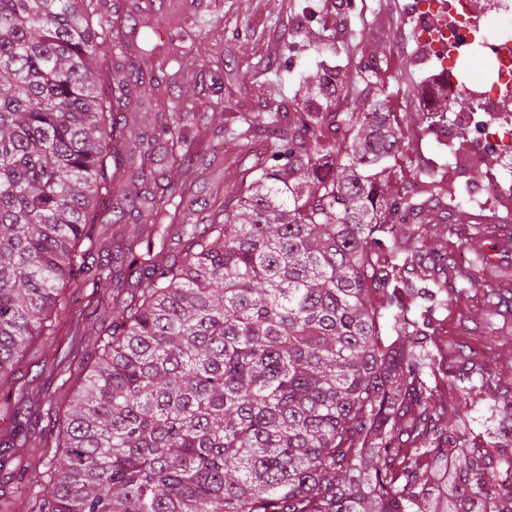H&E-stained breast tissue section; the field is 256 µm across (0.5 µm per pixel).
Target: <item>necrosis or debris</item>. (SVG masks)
I'll return each mask as SVG.
<instances>
[{
  "label": "necrosis or debris",
  "mask_w": 512,
  "mask_h": 512,
  "mask_svg": "<svg viewBox=\"0 0 512 512\" xmlns=\"http://www.w3.org/2000/svg\"><path fill=\"white\" fill-rule=\"evenodd\" d=\"M419 23L417 47L440 65L455 66L474 57L487 79L449 92L448 105L470 121L480 140L494 147L512 141V0H414Z\"/></svg>",
  "instance_id": "necrosis-or-debris-1"
}]
</instances>
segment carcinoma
I'll return each instance as SVG.
<instances>
[{
    "instance_id": "carcinoma-1",
    "label": "carcinoma",
    "mask_w": 512,
    "mask_h": 512,
    "mask_svg": "<svg viewBox=\"0 0 512 512\" xmlns=\"http://www.w3.org/2000/svg\"><path fill=\"white\" fill-rule=\"evenodd\" d=\"M115 39L99 0H0V385L31 340L84 310L66 288L115 280L87 305L94 355L71 351L57 432L22 486L27 512H503L512 455L474 466L467 440L438 423L422 370L433 344L381 298L411 288L404 253L428 232L421 204L390 191L407 129L383 97L333 112L340 66L316 73L288 129L277 113L271 163L200 209L172 176L180 115L143 130L152 50L105 67ZM432 94L427 119L448 123ZM167 165L145 166L155 148ZM140 164H135V159ZM448 233L469 222L433 198ZM138 221L120 274L89 259L98 225ZM178 248H168L171 231ZM452 258L435 248L438 286ZM16 413L0 453L17 454ZM455 456L448 463L446 444ZM437 477H426L419 457Z\"/></svg>"
}]
</instances>
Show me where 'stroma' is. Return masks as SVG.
<instances>
[{"mask_svg": "<svg viewBox=\"0 0 512 512\" xmlns=\"http://www.w3.org/2000/svg\"><path fill=\"white\" fill-rule=\"evenodd\" d=\"M138 31L158 30L162 37L155 62L166 78L144 112H187L191 121L182 135L192 156L174 172L176 180L192 184L199 203L210 202L216 191L239 185L245 172L264 160L260 137L240 139L241 116L257 117L270 109L292 111L300 81L315 74L319 62L340 65L349 77V91L336 109L355 112L364 102L386 95L399 112L408 114L409 138L399 161L407 175L398 179L401 193L409 194L417 179L434 171L440 186L454 196L461 209L486 214L492 224L512 229V208L504 201L483 207L476 181L456 179L453 161L473 145V132L460 126L454 142L440 141L438 127L429 125L425 106L409 89L442 72L440 66L421 63L411 49L395 51L396 43L413 32L417 17L412 0H398L390 11L388 0H121ZM223 141V160L201 173V153L214 141ZM498 235L485 234L471 245L448 241L456 266L467 265L476 252H492ZM454 270L433 301L418 302L414 317L429 335L455 337L456 356L444 363L432 350L436 411L444 426L484 445L482 462L498 457L502 433L512 429V410L500 401V392L512 389V300L500 301L495 283L512 281V242L492 269L460 279ZM97 322L88 318L83 336H73L62 323L54 336L32 342L8 387H0V432L12 426L14 410L24 411L27 446L23 453L0 460V504L11 512H25L20 486L24 477L40 468L41 453L56 432L42 399L57 391L73 346L93 349ZM480 360L491 388L470 391L460 375L466 359ZM25 388L27 401L7 400L9 389Z\"/></svg>", "mask_w": 512, "mask_h": 512, "instance_id": "1", "label": "stroma"}]
</instances>
